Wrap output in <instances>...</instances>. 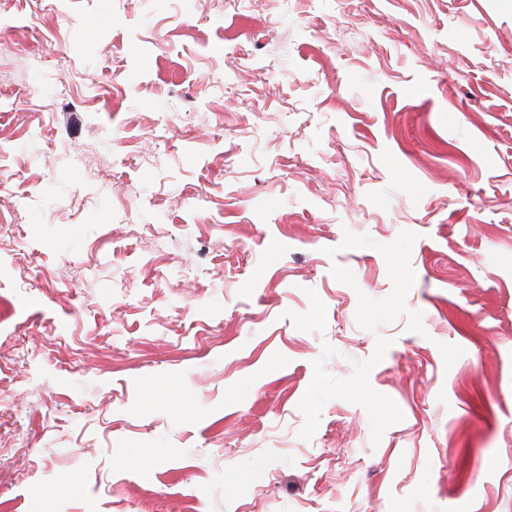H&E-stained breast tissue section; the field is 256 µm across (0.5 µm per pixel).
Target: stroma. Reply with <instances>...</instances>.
<instances>
[{"label": "stroma", "mask_w": 512, "mask_h": 512, "mask_svg": "<svg viewBox=\"0 0 512 512\" xmlns=\"http://www.w3.org/2000/svg\"><path fill=\"white\" fill-rule=\"evenodd\" d=\"M64 10L0 0V512H512V0Z\"/></svg>", "instance_id": "1"}]
</instances>
